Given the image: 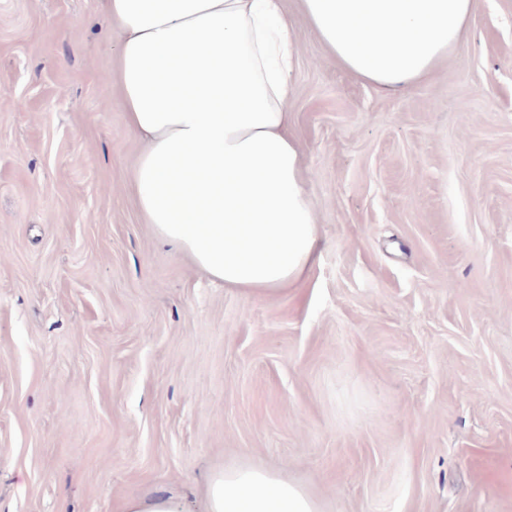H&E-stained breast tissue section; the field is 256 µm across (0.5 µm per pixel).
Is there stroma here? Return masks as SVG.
I'll return each instance as SVG.
<instances>
[{
	"instance_id": "1",
	"label": "stroma",
	"mask_w": 512,
	"mask_h": 512,
	"mask_svg": "<svg viewBox=\"0 0 512 512\" xmlns=\"http://www.w3.org/2000/svg\"><path fill=\"white\" fill-rule=\"evenodd\" d=\"M284 6L320 259L257 295L143 222L99 0H0V512H204L245 461L325 512H512V0L395 90ZM120 512H190L180 494L130 497L123 501Z\"/></svg>"
}]
</instances>
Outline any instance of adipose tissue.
Wrapping results in <instances>:
<instances>
[{"mask_svg": "<svg viewBox=\"0 0 512 512\" xmlns=\"http://www.w3.org/2000/svg\"><path fill=\"white\" fill-rule=\"evenodd\" d=\"M476 0H300L337 63L394 89L426 76ZM119 37L111 77L143 143L145 223L213 282L270 295L302 281L319 234L289 133L296 32L283 0H100ZM205 512H324L280 470L216 471Z\"/></svg>", "mask_w": 512, "mask_h": 512, "instance_id": "1", "label": "adipose tissue"}]
</instances>
